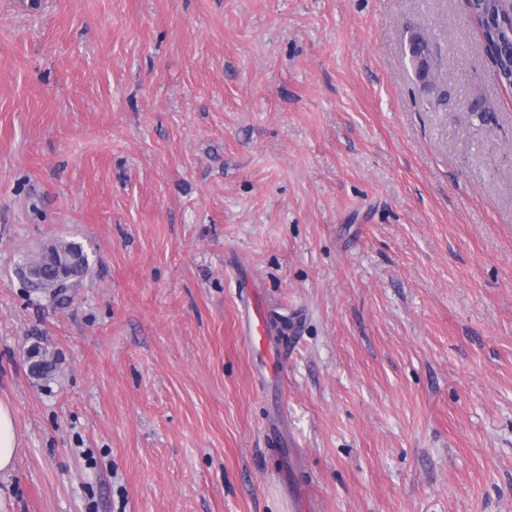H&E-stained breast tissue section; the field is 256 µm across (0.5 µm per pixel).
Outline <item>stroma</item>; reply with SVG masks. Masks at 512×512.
I'll return each mask as SVG.
<instances>
[{"label":"stroma","instance_id":"35a3bbf8","mask_svg":"<svg viewBox=\"0 0 512 512\" xmlns=\"http://www.w3.org/2000/svg\"><path fill=\"white\" fill-rule=\"evenodd\" d=\"M0 400V512H512V92L467 0H0ZM241 311L245 335L252 348H259L265 358L258 374L264 379L266 374L273 378L281 366L280 344L271 337L272 329L266 311L253 291L244 298ZM18 451L16 420L11 407L0 401V473L14 469Z\"/></svg>","mask_w":512,"mask_h":512}]
</instances>
